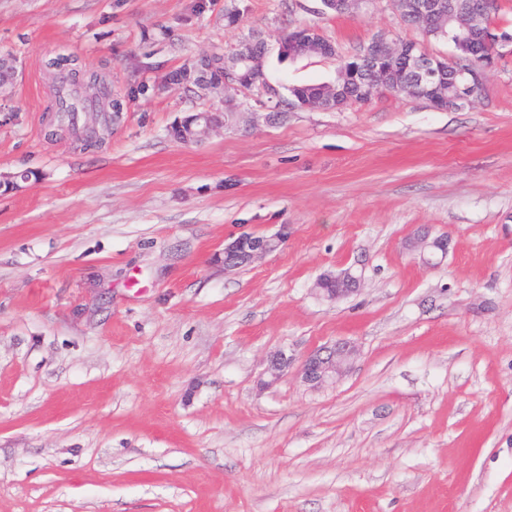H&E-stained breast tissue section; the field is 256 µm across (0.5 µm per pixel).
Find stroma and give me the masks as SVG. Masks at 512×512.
<instances>
[{"label": "stroma", "instance_id": "35a3bbf8", "mask_svg": "<svg viewBox=\"0 0 512 512\" xmlns=\"http://www.w3.org/2000/svg\"><path fill=\"white\" fill-rule=\"evenodd\" d=\"M293 21L338 57H281ZM379 32L452 52L391 0H0V181L31 175L0 190V512H512V55L458 111L387 93L270 123L264 92L168 82L262 40L271 86L332 83ZM64 71L109 101L60 121ZM205 110L255 118L170 136ZM345 268L360 292L325 301ZM338 340L352 369L303 383ZM288 236L287 228L271 236H256L242 233L224 245V269L233 271L255 263L269 253L277 250ZM429 238V231L422 232L413 241H410L409 247L419 251L420 258L425 264L435 266L439 263L435 261L436 257L440 254L442 259L448 253V238L444 235L437 236L431 240ZM356 355L355 345L348 341H338L331 346L322 347L311 352L303 361L301 377L312 387L335 382L350 369Z\"/></svg>", "mask_w": 512, "mask_h": 512}]
</instances>
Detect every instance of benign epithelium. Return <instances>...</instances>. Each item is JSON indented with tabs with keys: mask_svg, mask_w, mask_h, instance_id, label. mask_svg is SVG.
<instances>
[{
	"mask_svg": "<svg viewBox=\"0 0 512 512\" xmlns=\"http://www.w3.org/2000/svg\"><path fill=\"white\" fill-rule=\"evenodd\" d=\"M496 0H483L482 9L472 11V21L462 33V39L482 29L486 11ZM398 15L411 14L420 25L428 27L437 22L447 11L446 0H394ZM367 61L345 67L339 73L336 85L329 94L312 104L308 109L336 110L344 105L339 96L345 84L356 85L373 91L382 88L391 76L399 82L413 87L418 99L430 104L431 92L440 85L448 86L447 109L461 110L469 104L471 96L484 86L489 72L487 68L460 67L453 57L435 56L416 45L388 40L379 35L371 39L365 52ZM256 60L247 51H241L224 61V89H243L245 72ZM226 125L214 112H197L181 121L177 126L178 140L183 144L198 143L208 138L218 127ZM288 236V227L283 226L271 236H256L242 233L224 245V271H233L251 265L269 253L277 250ZM409 247L419 251L421 260L429 265H437L436 257L448 253V237L440 235L430 238L429 232L417 235ZM361 278L345 269L337 274L326 273L316 281V289L330 302H336L358 291ZM357 355L355 345L348 341H338L331 346L311 352L303 361L300 374L303 381L313 387L322 386L342 377L351 367ZM293 358L280 351L267 359L265 372L277 380L292 366Z\"/></svg>",
	"mask_w": 512,
	"mask_h": 512,
	"instance_id": "benign-epithelium-1",
	"label": "benign epithelium"
}]
</instances>
